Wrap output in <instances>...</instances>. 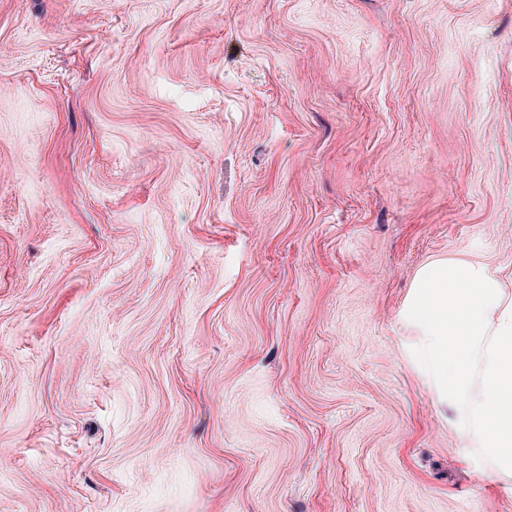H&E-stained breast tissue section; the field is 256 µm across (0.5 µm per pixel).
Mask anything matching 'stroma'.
<instances>
[{
	"instance_id": "obj_1",
	"label": "stroma",
	"mask_w": 512,
	"mask_h": 512,
	"mask_svg": "<svg viewBox=\"0 0 512 512\" xmlns=\"http://www.w3.org/2000/svg\"><path fill=\"white\" fill-rule=\"evenodd\" d=\"M444 259L512 292V0H0V512H512Z\"/></svg>"
}]
</instances>
